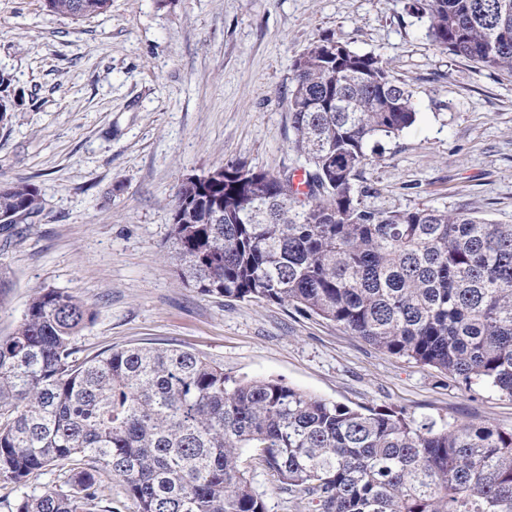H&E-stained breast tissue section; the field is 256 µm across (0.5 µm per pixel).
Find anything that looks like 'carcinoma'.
<instances>
[{
    "mask_svg": "<svg viewBox=\"0 0 512 512\" xmlns=\"http://www.w3.org/2000/svg\"><path fill=\"white\" fill-rule=\"evenodd\" d=\"M80 20L111 0H44ZM441 51L512 75V0H408ZM288 98L311 171L240 162L181 183L173 259L189 285L289 304L392 355L512 398V224L424 207L375 212L355 186L370 139L416 122L413 93L374 53L318 39L293 61ZM40 189L0 185V224L42 212ZM93 319L52 288L0 338V480L23 485L70 465L67 489L24 496L15 512H113L98 487L121 479L139 512H267L242 456L298 512H512V430L326 401L281 379L237 380L188 350L129 348L81 361Z\"/></svg>",
    "mask_w": 512,
    "mask_h": 512,
    "instance_id": "1",
    "label": "carcinoma"
}]
</instances>
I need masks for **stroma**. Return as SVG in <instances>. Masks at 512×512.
Listing matches in <instances>:
<instances>
[{
  "instance_id": "1",
  "label": "stroma",
  "mask_w": 512,
  "mask_h": 512,
  "mask_svg": "<svg viewBox=\"0 0 512 512\" xmlns=\"http://www.w3.org/2000/svg\"><path fill=\"white\" fill-rule=\"evenodd\" d=\"M330 38L385 59L417 121L377 137L356 185L365 207L465 211L512 224V76L436 49L406 0H112L74 20L0 0V184L39 186L38 217L0 233V337L53 288L92 311L78 358L177 348L237 378H279L352 408L512 429V398L367 344L290 306L201 293L169 257L183 178L230 160L300 172L288 112L293 61ZM63 468L0 480V512L63 487Z\"/></svg>"
}]
</instances>
